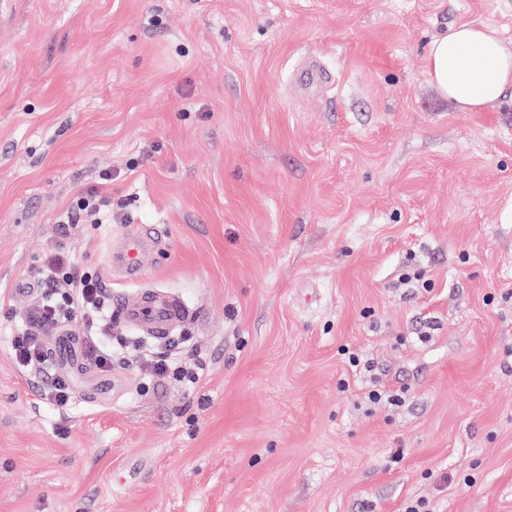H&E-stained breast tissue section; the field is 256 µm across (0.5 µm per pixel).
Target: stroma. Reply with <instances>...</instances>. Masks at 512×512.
I'll return each mask as SVG.
<instances>
[{"label":"stroma","instance_id":"obj_1","mask_svg":"<svg viewBox=\"0 0 512 512\" xmlns=\"http://www.w3.org/2000/svg\"><path fill=\"white\" fill-rule=\"evenodd\" d=\"M0 25V512H512V90L460 112L426 56L512 43V0H15ZM111 171L108 224L62 235ZM193 309L200 384L17 365L53 248ZM409 272L420 280L408 282ZM373 362V373L349 364ZM406 387L402 406L361 399ZM160 243L158 238L127 231L113 239L112 265L121 268L127 278L137 280L145 267L147 255Z\"/></svg>","mask_w":512,"mask_h":512}]
</instances>
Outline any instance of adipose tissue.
<instances>
[{
    "mask_svg": "<svg viewBox=\"0 0 512 512\" xmlns=\"http://www.w3.org/2000/svg\"><path fill=\"white\" fill-rule=\"evenodd\" d=\"M427 65L440 94L461 112H480L512 87V45L473 23L449 27L429 45Z\"/></svg>",
    "mask_w": 512,
    "mask_h": 512,
    "instance_id": "ef3b65f1",
    "label": "adipose tissue"
}]
</instances>
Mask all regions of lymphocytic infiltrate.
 I'll return each instance as SVG.
<instances>
[{"instance_id": "lymphocytic-infiltrate-1", "label": "lymphocytic infiltrate", "mask_w": 512, "mask_h": 512, "mask_svg": "<svg viewBox=\"0 0 512 512\" xmlns=\"http://www.w3.org/2000/svg\"><path fill=\"white\" fill-rule=\"evenodd\" d=\"M111 180V172H101L97 185L77 192L67 211L68 223H111V202L101 192L102 185ZM36 279L44 291L31 304L17 336L11 341L16 362L26 368L35 366L47 371L43 336L79 320L85 327L86 361L100 371H111L112 318L99 277L79 267L68 252L55 250L46 255Z\"/></svg>"}]
</instances>
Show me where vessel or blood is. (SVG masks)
Returning a JSON list of instances; mask_svg holds the SVG:
<instances>
[{"label": "vessel or blood", "instance_id": "vessel-or-blood-1", "mask_svg": "<svg viewBox=\"0 0 512 512\" xmlns=\"http://www.w3.org/2000/svg\"><path fill=\"white\" fill-rule=\"evenodd\" d=\"M159 244L158 238L127 231L113 240L112 264L121 268L127 278L138 279L147 255ZM115 316L126 326L145 336L164 339L192 316V311L179 296L162 291H120L112 296Z\"/></svg>", "mask_w": 512, "mask_h": 512}]
</instances>
